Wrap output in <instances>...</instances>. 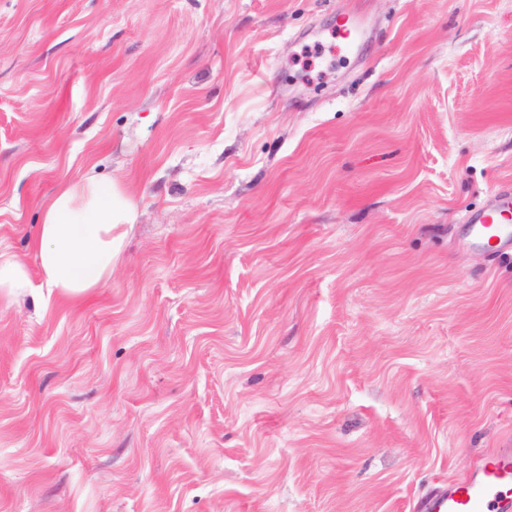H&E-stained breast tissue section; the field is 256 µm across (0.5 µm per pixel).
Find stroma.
Returning a JSON list of instances; mask_svg holds the SVG:
<instances>
[{"instance_id":"stroma-1","label":"stroma","mask_w":512,"mask_h":512,"mask_svg":"<svg viewBox=\"0 0 512 512\" xmlns=\"http://www.w3.org/2000/svg\"><path fill=\"white\" fill-rule=\"evenodd\" d=\"M357 8L362 36L337 35ZM137 218L40 288L67 178ZM512 0H0V512H411L512 448ZM135 218L132 192L121 183L90 176L61 183L44 204L31 241L40 288L77 297L104 287L120 256L119 229ZM512 195L494 194L484 208L468 211V224L473 243L500 250H512ZM2 288L9 293L26 292L33 288L24 263L8 257L0 258V290Z\"/></svg>"}]
</instances>
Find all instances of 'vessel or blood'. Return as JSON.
I'll use <instances>...</instances> for the list:
<instances>
[{"label": "vessel or blood", "instance_id": "1", "mask_svg": "<svg viewBox=\"0 0 512 512\" xmlns=\"http://www.w3.org/2000/svg\"><path fill=\"white\" fill-rule=\"evenodd\" d=\"M474 244L512 250V195H492L484 208L464 218ZM418 512H512V452L500 450L481 461L475 472L427 491Z\"/></svg>", "mask_w": 512, "mask_h": 512}]
</instances>
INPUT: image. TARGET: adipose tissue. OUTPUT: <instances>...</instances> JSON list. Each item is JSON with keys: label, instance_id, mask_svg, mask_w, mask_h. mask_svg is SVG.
I'll return each instance as SVG.
<instances>
[{"label": "adipose tissue", "instance_id": "obj_1", "mask_svg": "<svg viewBox=\"0 0 512 512\" xmlns=\"http://www.w3.org/2000/svg\"><path fill=\"white\" fill-rule=\"evenodd\" d=\"M135 218L132 193L121 183L90 176L61 183L31 241L43 287L69 297L104 287L120 256L121 228Z\"/></svg>", "mask_w": 512, "mask_h": 512}]
</instances>
